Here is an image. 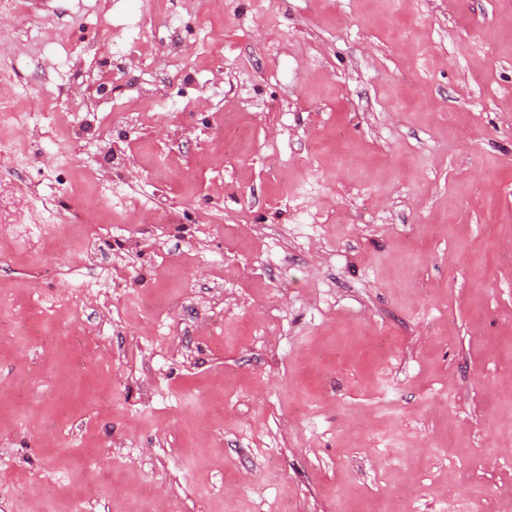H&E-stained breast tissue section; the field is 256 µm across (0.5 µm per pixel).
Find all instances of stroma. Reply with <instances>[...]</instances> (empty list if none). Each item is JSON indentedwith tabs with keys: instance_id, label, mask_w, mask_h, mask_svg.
<instances>
[{
	"instance_id": "35a3bbf8",
	"label": "stroma",
	"mask_w": 512,
	"mask_h": 512,
	"mask_svg": "<svg viewBox=\"0 0 512 512\" xmlns=\"http://www.w3.org/2000/svg\"><path fill=\"white\" fill-rule=\"evenodd\" d=\"M0 32L35 106L0 166V512H503L512 0Z\"/></svg>"
}]
</instances>
